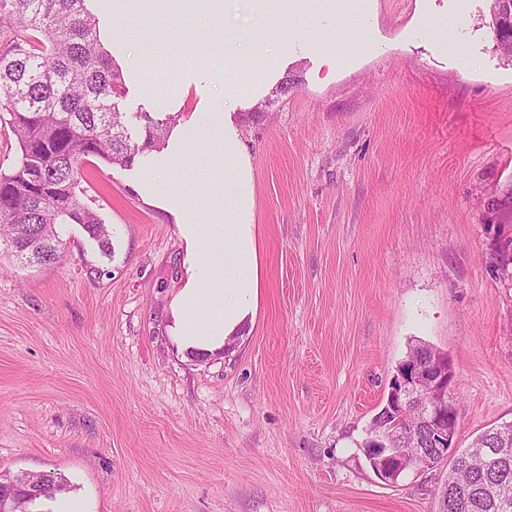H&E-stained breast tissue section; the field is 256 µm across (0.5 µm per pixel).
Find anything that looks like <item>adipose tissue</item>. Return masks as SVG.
Instances as JSON below:
<instances>
[{"label": "adipose tissue", "instance_id": "ef3b65f1", "mask_svg": "<svg viewBox=\"0 0 512 512\" xmlns=\"http://www.w3.org/2000/svg\"><path fill=\"white\" fill-rule=\"evenodd\" d=\"M210 119L217 147L235 158L236 169L224 179L223 209L173 200L184 218L178 230L185 256L184 284L172 303L169 334L189 357L221 351L253 323L262 286L250 158L225 113H212Z\"/></svg>", "mask_w": 512, "mask_h": 512}]
</instances>
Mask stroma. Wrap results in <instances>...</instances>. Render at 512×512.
<instances>
[{
  "label": "stroma",
  "mask_w": 512,
  "mask_h": 512,
  "mask_svg": "<svg viewBox=\"0 0 512 512\" xmlns=\"http://www.w3.org/2000/svg\"><path fill=\"white\" fill-rule=\"evenodd\" d=\"M192 2L86 7L133 140L145 112H227L250 157L258 313L202 359L169 337L184 243L165 202L223 208L236 164L213 142L83 166L109 251L76 224L53 264L0 243V475L64 478L84 512H435L447 468L388 483L361 445L416 339L454 364L457 447L512 422V59L490 0H321L304 16L280 0L287 53L229 99L221 63L151 56L227 33L256 49L248 0H207L204 19ZM175 151L188 163L171 170Z\"/></svg>",
  "instance_id": "obj_1"
}]
</instances>
